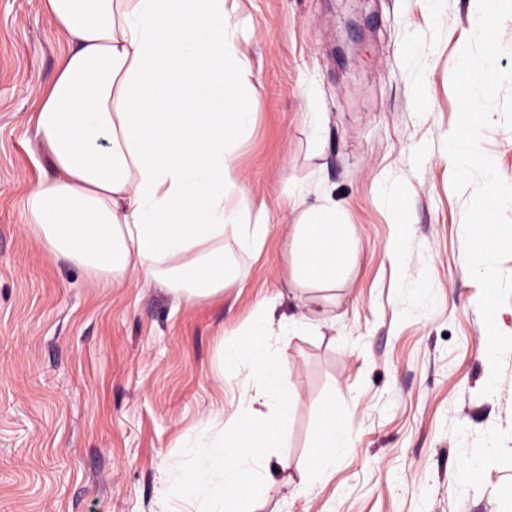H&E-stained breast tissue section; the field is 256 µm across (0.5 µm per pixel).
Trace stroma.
<instances>
[{
	"instance_id": "stroma-1",
	"label": "stroma",
	"mask_w": 512,
	"mask_h": 512,
	"mask_svg": "<svg viewBox=\"0 0 512 512\" xmlns=\"http://www.w3.org/2000/svg\"><path fill=\"white\" fill-rule=\"evenodd\" d=\"M253 85L236 139L237 193L268 221L260 253L232 242L223 295L177 302L126 274L107 288L49 257L23 202L54 173L34 115L69 49L42 0H0V512H199L160 498L202 433L239 413L224 374L261 304L293 311L288 232L331 198L358 241L316 329L278 337L294 405L289 466L257 512H512V353L493 394L480 287L465 260L470 191L444 148L451 78L475 0H226ZM481 148L512 184V83ZM408 230L405 266L387 243ZM356 441L314 482L300 469L328 397ZM473 483L458 480L470 461Z\"/></svg>"
}]
</instances>
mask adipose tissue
Masks as SVG:
<instances>
[{
  "mask_svg": "<svg viewBox=\"0 0 512 512\" xmlns=\"http://www.w3.org/2000/svg\"><path fill=\"white\" fill-rule=\"evenodd\" d=\"M225 2L46 0L70 42L35 115L55 174L28 193L25 222L46 254L115 285L132 272L192 301L221 295L234 280L225 239L261 250L269 225L235 197L233 145L252 112ZM290 238L297 285L341 282L356 240L334 203L302 211ZM275 307L268 301L250 339L225 351L226 365L249 366L237 421L179 484H163L162 496L204 500L203 512H243V493L260 486L263 469L286 466L293 404L272 345ZM353 447L328 400L304 477Z\"/></svg>",
  "mask_w": 512,
  "mask_h": 512,
  "instance_id": "ef3b65f1",
  "label": "adipose tissue"
}]
</instances>
